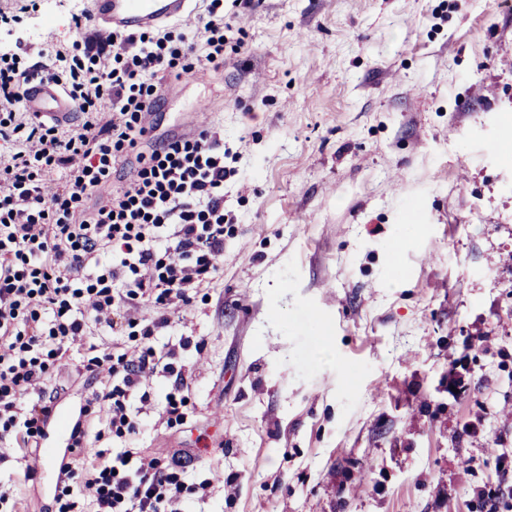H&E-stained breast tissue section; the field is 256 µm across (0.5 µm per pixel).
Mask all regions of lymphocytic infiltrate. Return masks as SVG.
Wrapping results in <instances>:
<instances>
[{"mask_svg": "<svg viewBox=\"0 0 512 512\" xmlns=\"http://www.w3.org/2000/svg\"><path fill=\"white\" fill-rule=\"evenodd\" d=\"M83 43L45 51V80L80 116L74 127L44 122L24 104L34 66L0 52V463L25 460L43 446L56 417L65 366L91 386L60 460L53 512H193L208 482L185 485L182 453L149 456L136 448L150 406L146 376L165 372L173 390L158 410L183 419L176 393L182 348L158 347L172 310L193 294L224 256V142L157 137L139 145L167 75L224 65V0H209L199 37L174 28L89 32ZM135 155L130 180L112 174ZM152 308L140 322L142 308ZM136 329L137 343L124 339ZM104 332L91 340L90 330ZM120 438L123 451L102 449Z\"/></svg>", "mask_w": 512, "mask_h": 512, "instance_id": "f902f5d3", "label": "lymphocytic infiltrate"}]
</instances>
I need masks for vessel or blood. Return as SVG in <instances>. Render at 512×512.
Here are the masks:
<instances>
[{
  "mask_svg": "<svg viewBox=\"0 0 512 512\" xmlns=\"http://www.w3.org/2000/svg\"><path fill=\"white\" fill-rule=\"evenodd\" d=\"M192 0H90V12L100 37L120 30L136 32L156 29L178 21L191 12ZM30 111L50 123L64 125L74 112L64 93L56 86L31 81L26 85Z\"/></svg>",
  "mask_w": 512,
  "mask_h": 512,
  "instance_id": "b4317fda",
  "label": "vessel or blood"
}]
</instances>
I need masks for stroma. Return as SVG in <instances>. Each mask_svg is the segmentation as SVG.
<instances>
[{"instance_id": "35a3bbf8", "label": "stroma", "mask_w": 512, "mask_h": 512, "mask_svg": "<svg viewBox=\"0 0 512 512\" xmlns=\"http://www.w3.org/2000/svg\"><path fill=\"white\" fill-rule=\"evenodd\" d=\"M34 0L0 45L81 40ZM220 70L177 78L229 152L224 261L191 337L183 421L198 512H485L512 458V0H242ZM458 391H450L451 381Z\"/></svg>"}]
</instances>
